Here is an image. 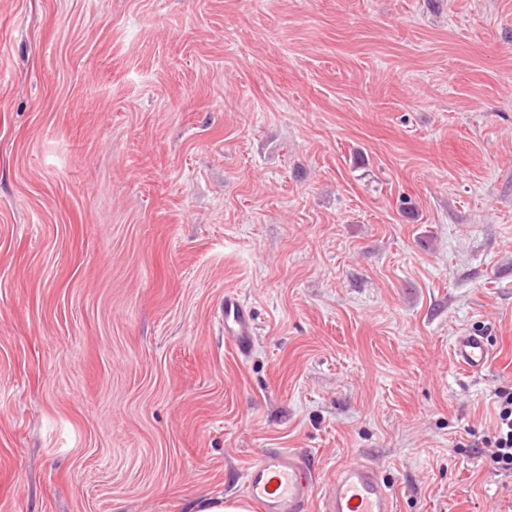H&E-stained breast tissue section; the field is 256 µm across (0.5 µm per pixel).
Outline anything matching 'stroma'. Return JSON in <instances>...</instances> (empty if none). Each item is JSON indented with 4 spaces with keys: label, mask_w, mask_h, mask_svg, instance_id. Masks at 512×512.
Wrapping results in <instances>:
<instances>
[{
    "label": "stroma",
    "mask_w": 512,
    "mask_h": 512,
    "mask_svg": "<svg viewBox=\"0 0 512 512\" xmlns=\"http://www.w3.org/2000/svg\"><path fill=\"white\" fill-rule=\"evenodd\" d=\"M510 385L512 0H0V512H191L263 448L512 512ZM220 315L224 319V335L238 352L246 355L255 336V322L251 311L236 294L226 293ZM492 346L481 334L465 332L456 336L453 355L457 365L468 372H481L492 357ZM495 427L491 436L483 438L488 464L497 472L512 474V387H501L495 393Z\"/></svg>",
    "instance_id": "stroma-1"
}]
</instances>
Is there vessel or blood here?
Segmentation results:
<instances>
[{
  "instance_id": "vessel-or-blood-1",
  "label": "vessel or blood",
  "mask_w": 512,
  "mask_h": 512,
  "mask_svg": "<svg viewBox=\"0 0 512 512\" xmlns=\"http://www.w3.org/2000/svg\"><path fill=\"white\" fill-rule=\"evenodd\" d=\"M221 317L226 338L238 352L248 353L255 322L236 294H225ZM453 355L461 369L478 373L491 359L492 346L486 336L466 332L456 337ZM245 485L258 512H307L315 498L316 472L294 451L267 448L247 467ZM320 500L321 512H395L392 487L378 468L365 462L340 466Z\"/></svg>"
}]
</instances>
